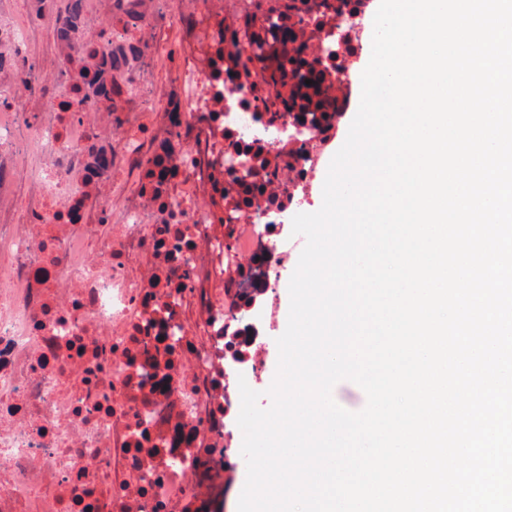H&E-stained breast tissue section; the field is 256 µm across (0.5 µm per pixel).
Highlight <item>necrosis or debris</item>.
Returning <instances> with one entry per match:
<instances>
[{"instance_id": "necrosis-or-debris-1", "label": "necrosis or debris", "mask_w": 512, "mask_h": 512, "mask_svg": "<svg viewBox=\"0 0 512 512\" xmlns=\"http://www.w3.org/2000/svg\"><path fill=\"white\" fill-rule=\"evenodd\" d=\"M85 0L61 60L126 54L87 102L31 96L28 25L0 11V512H203L222 493L224 413L255 385L257 309L293 254L283 232L349 102L365 0ZM211 63L160 92L171 31ZM323 74L324 111L292 101L270 49ZM111 133L108 169L92 143ZM132 183L114 202L115 173ZM35 196L16 209L13 186ZM252 363L244 375L233 362Z\"/></svg>"}]
</instances>
